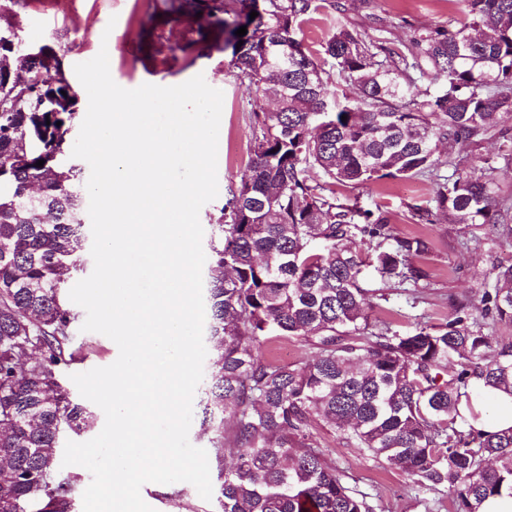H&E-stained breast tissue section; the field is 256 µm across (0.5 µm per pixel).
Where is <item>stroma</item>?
Segmentation results:
<instances>
[{"instance_id": "obj_1", "label": "stroma", "mask_w": 512, "mask_h": 512, "mask_svg": "<svg viewBox=\"0 0 512 512\" xmlns=\"http://www.w3.org/2000/svg\"><path fill=\"white\" fill-rule=\"evenodd\" d=\"M171 5L172 0H27L17 6L16 21L25 42L49 47L61 57L79 114H86L88 97L74 67L94 58L103 47L108 50L111 76L123 88L145 83L175 86L201 74L222 91L220 196L202 207L199 219L205 226L210 217L218 216L224 195L248 165L251 113L259 102L237 80L231 53L223 48V32L202 26L196 16H174ZM467 20L464 0H331L329 7L304 24L301 36L317 51L342 24L368 37L384 36L389 48L400 50L430 29L457 28ZM511 153L512 140L485 139L471 149L469 170L488 174L496 193L512 198V162L507 159ZM492 156L497 162L491 167L487 160ZM347 195L362 206L388 211L398 232L421 234L431 243L425 261L430 274L427 287L390 288L372 280V288L380 292L369 310L376 323L400 329L417 322H444L456 300L479 302L494 283L495 265L512 262V240L500 233L473 235L442 215L432 224L412 223V208L431 204L434 186L429 181L387 178L348 190ZM72 344L81 358L62 371L67 386L73 374L110 365L117 358L115 343L96 332L74 329ZM315 440L346 473L350 485L370 496L375 512H453L447 490L410 486L400 471L378 464L336 435L319 430ZM141 495L154 512H212L214 507L187 482L148 483Z\"/></svg>"}]
</instances>
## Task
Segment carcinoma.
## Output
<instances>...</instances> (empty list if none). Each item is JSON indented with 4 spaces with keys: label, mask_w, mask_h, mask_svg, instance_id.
I'll list each match as a JSON object with an SVG mask.
<instances>
[{
    "label": "carcinoma",
    "mask_w": 512,
    "mask_h": 512,
    "mask_svg": "<svg viewBox=\"0 0 512 512\" xmlns=\"http://www.w3.org/2000/svg\"><path fill=\"white\" fill-rule=\"evenodd\" d=\"M466 3L469 23L400 51L338 26L319 58L298 37L319 0L205 6L237 78L279 104L252 111L249 164L211 223L215 346L201 426L218 469L214 512H374L314 445L317 427L414 486L448 488L455 512L512 491V429L477 428L470 397L476 381L512 388V340L484 323L512 324V263L494 267L477 306L461 302L439 324L381 327L367 271L417 288L430 243L335 190L426 178L434 207L415 209V223H434L437 210L512 235V203L468 173L464 155L509 138L494 119L512 111V0ZM328 63L353 94L335 96ZM76 115L68 84L47 78L26 93L0 79V512H73L79 476L62 474L59 448L95 420L60 382L79 317L64 290L85 262L82 172L66 162ZM440 143L457 153L441 160ZM271 336L314 352L270 360L261 344Z\"/></svg>",
    "instance_id": "carcinoma-1"
}]
</instances>
